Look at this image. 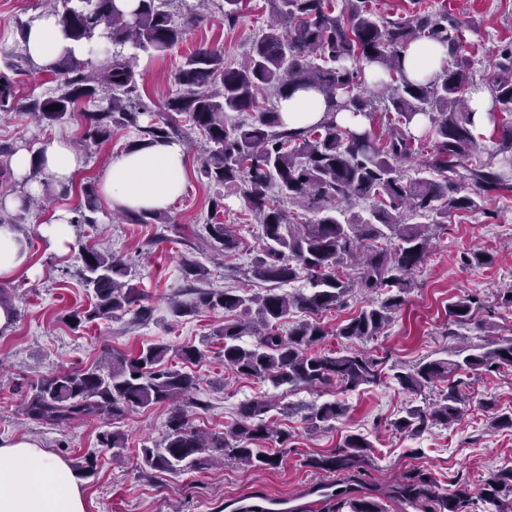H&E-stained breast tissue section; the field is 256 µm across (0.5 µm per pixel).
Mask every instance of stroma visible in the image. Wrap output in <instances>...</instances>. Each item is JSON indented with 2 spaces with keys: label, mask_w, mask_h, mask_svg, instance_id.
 <instances>
[{
  "label": "stroma",
  "mask_w": 512,
  "mask_h": 512,
  "mask_svg": "<svg viewBox=\"0 0 512 512\" xmlns=\"http://www.w3.org/2000/svg\"><path fill=\"white\" fill-rule=\"evenodd\" d=\"M369 8L395 22H405L416 12L447 11L467 25L459 54L472 62V77L488 86L500 49L512 42V0H369ZM43 9L42 0H0V71L18 54L19 22ZM174 15L196 12L200 21L188 28L183 40L162 57L140 55L135 70L145 108L143 122L160 116L165 100L177 86L176 72L195 48L208 45L224 52L227 65H237L253 40L265 31L269 20L267 0H242L239 17L227 25L217 7L200 10L198 0H172ZM83 132L82 117L63 126L39 125L22 110L0 112V144L15 148L42 145L57 137L77 142ZM135 129H119L105 143L85 154L81 169L62 194L42 200L40 209L23 212L17 230L28 240L29 268L10 281H0V296L12 300L16 315L0 328V436L29 437L71 467L80 486L86 512H224V501L256 488L272 497L298 496L306 485L322 482V474L307 466L311 457L335 452L346 436L361 434L372 443L365 462L349 487L357 495L387 498L397 478L407 470L431 473L439 493L452 495L467 485L472 495L470 512H487L481 490L495 470L512 466V428L502 427V413H512V369L480 375L462 373L460 393L464 404L459 420L436 425L418 436L397 432L392 424L408 405L433 402L446 390L438 382L422 395L402 391L393 380L363 386L354 391L275 388L270 383L241 378L224 364V345L217 331L224 324L223 309H201L183 317L173 316L180 301L184 263L197 262L209 270L205 289L236 288L261 292L263 282L250 279L247 271L258 244L260 226L236 192L224 195L220 221L233 225L242 248L219 264L210 260L207 237L209 201L216 187L201 178L199 157L205 141L198 131L184 129L181 143L186 152V184L182 196L168 209V225L125 224L99 202L97 228L76 226L67 251L52 249L39 226L56 209L73 210L83 201L87 184H100L112 159L125 153L136 140ZM94 246L124 256L131 263L134 283L145 295L151 313L138 318L128 313L118 318L74 325L71 315L90 307L91 291L81 284L76 269L82 246ZM482 249L491 264L466 263L473 249ZM414 286L403 306L381 336L359 343L365 353L409 368L423 361L447 357L458 340L481 346V324L489 323L498 336L512 338V306L502 303L503 292L512 289V184L490 192L480 210L456 211L433 248L412 274ZM463 295L480 299L472 320L453 327L448 305ZM456 335H449V328ZM152 344H165L173 353L166 365L191 374L197 385L184 406L188 424L206 432L224 431L238 406L266 397L276 406L267 418L288 435L286 446L262 441L266 451L280 453L275 468L247 471L229 464L216 469L182 473L153 470L141 462L143 446L162 442L174 407L167 403L130 412L121 422L100 416L65 429L29 420L23 403L27 391L43 378L63 370L88 368L101 357L116 353L136 356ZM185 346L204 350L200 361L177 357ZM339 400L347 414L332 428H315L303 409ZM115 430L126 434L119 456L100 452L102 434ZM96 454L93 472L82 463Z\"/></svg>",
  "instance_id": "35a3bbf8"
}]
</instances>
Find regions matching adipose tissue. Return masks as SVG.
Returning <instances> with one entry per match:
<instances>
[{"label": "adipose tissue", "instance_id": "ef3b65f1", "mask_svg": "<svg viewBox=\"0 0 512 512\" xmlns=\"http://www.w3.org/2000/svg\"><path fill=\"white\" fill-rule=\"evenodd\" d=\"M66 41L55 15L31 16L21 51L40 67L53 65ZM446 56L444 48L422 40L403 53L408 78L432 76ZM290 128L319 121L326 103L315 90H299L277 101ZM41 162L55 186H70L83 158L60 139L42 145ZM185 150L176 141L126 152L113 159L101 195L115 211L165 210L185 189ZM29 267L25 237L11 225L0 226V281L13 279ZM0 512H85V504L68 463L28 437L0 438Z\"/></svg>", "mask_w": 512, "mask_h": 512}]
</instances>
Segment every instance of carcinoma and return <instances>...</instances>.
Returning <instances> with one entry per match:
<instances>
[{"instance_id":"1","label":"carcinoma","mask_w":512,"mask_h":512,"mask_svg":"<svg viewBox=\"0 0 512 512\" xmlns=\"http://www.w3.org/2000/svg\"><path fill=\"white\" fill-rule=\"evenodd\" d=\"M52 14L60 18L66 39L87 49L84 58L66 48L50 73L57 90L23 105L17 103L16 86L0 73V110L16 107L29 112L41 125L69 122L81 102L95 107L82 113L84 133L79 150L100 145L119 128H135L142 138L128 150L169 142L180 136L171 118L147 126L136 104L138 81L135 62L139 54L163 55L183 37L196 14L177 23L168 0H138L128 14L115 0H49ZM273 21L257 37L236 67L224 65V53L200 46L176 74L181 93L166 101L164 111L174 112L197 129L206 141L199 172L208 183L242 194L259 220L261 233L250 276L272 284L261 294L243 297L234 290L221 292L193 286L206 280L208 269L186 263L181 269L185 292L193 296L176 304L173 312L184 315L199 307L224 309L235 318L224 321L218 335L224 338V365L236 374L269 382L275 388H323L336 385L353 390L381 381L380 362L364 353L342 350L331 354L313 352L327 336L316 321L300 322L288 333L280 326L295 310L317 316L341 307L357 289L370 297L382 295L336 329L346 340H367L391 322L404 304L412 283L409 274L423 261L430 245L428 228H443L448 214L475 210L483 197L504 186V164L512 165V46L499 52V74L489 86V123L501 128V147L485 162L469 167L466 161L478 150L474 113L466 98L477 88L470 76V63L457 59L431 80H411L404 72L402 53L414 41L426 39L456 52L463 43V23L448 20V14L417 13L406 23H392L367 7L368 0H349L346 11L335 14L330 0H269ZM109 46L100 66L92 63L99 43ZM375 65L384 78L370 89H359L358 73ZM272 88L288 97L298 89H314L327 103L316 124L290 129L279 110L265 106L260 95ZM56 105L58 109L48 110ZM390 114L386 132L374 128L352 130L340 125L338 113L347 111L374 120L377 106ZM230 112H253L250 122L229 125ZM429 126L430 153L415 178H405L398 164L413 154L411 125ZM469 181L472 194H460L459 182ZM298 205L313 218L295 223L291 215L270 203L268 193ZM85 202L73 210V224H98L97 190H84ZM365 200L374 204L363 217L354 207ZM426 218L429 223L405 222L404 215ZM128 224H166L162 210L123 212ZM212 250L222 254L239 249V239L228 225H208ZM380 239H395L390 251L374 245ZM78 276L92 289L94 302L74 314L76 323L108 319L134 309L141 310L143 293L127 281L129 269L114 254L83 248ZM355 263V275L344 272ZM298 279L308 287L293 294L280 292V285ZM476 301L463 296L448 306L452 322L472 318ZM244 336L255 344H240ZM170 348L152 345L138 355H114L104 365L80 371H62L41 380L25 395V415L38 423L64 429L72 424L107 415L121 420L135 408L158 403H176L195 387L194 379L161 366ZM512 369V338L492 340L470 353L466 347L448 351V357L398 370L392 378L407 392L418 394L436 381H448L460 371ZM461 395L454 384L440 402L407 410L395 427L413 434L431 425L448 424L460 415ZM271 405L252 400L241 405L223 433L203 436L193 430L183 412L169 418L163 441L141 448L143 465L178 473L202 469L217 461L234 460L253 470L277 466L280 456L253 447L274 430L265 415ZM347 411L341 401L308 407L306 418L316 427H330ZM372 445L358 435L348 437L330 456L312 465L324 471H352L367 457ZM485 498L494 503L512 495V467L492 474L485 483ZM395 496L417 512H467L468 488L451 496L436 492L434 478L420 470L402 474L394 486ZM331 512H386L372 496H355L347 489L330 494Z\"/></svg>"}]
</instances>
